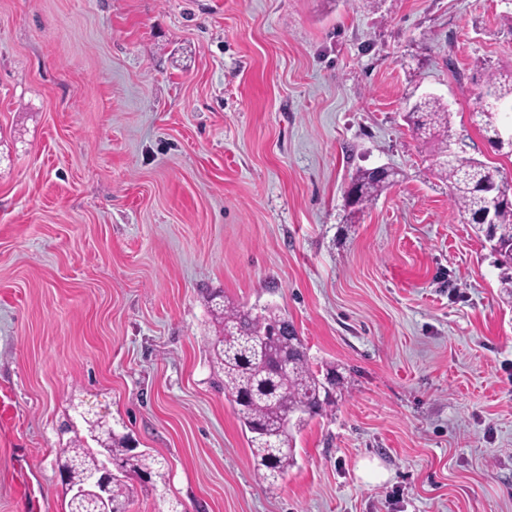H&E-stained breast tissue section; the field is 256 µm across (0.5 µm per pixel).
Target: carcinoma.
Listing matches in <instances>:
<instances>
[{"instance_id":"1","label":"carcinoma","mask_w":512,"mask_h":512,"mask_svg":"<svg viewBox=\"0 0 512 512\" xmlns=\"http://www.w3.org/2000/svg\"><path fill=\"white\" fill-rule=\"evenodd\" d=\"M485 85L495 89L496 98L490 104L478 100L477 114L484 131L491 135L503 129L501 115L512 123V115L505 110L512 104V71L490 73ZM448 115L441 98L428 94L416 100L405 120L416 139L433 146L431 170L448 181L455 205L479 233L497 245L495 263L501 288L512 297V204L500 208L496 224L490 228L476 219L484 208L485 187L500 186L507 193L512 186L502 180L498 169L473 157L460 153L447 157ZM394 183L395 173L389 169L382 173L357 170L350 181L356 194V201L348 204L350 213L367 209ZM207 303L218 325V335L211 343V363L221 376L225 396L235 404L242 428L249 433L257 474L274 489L296 464L295 433L308 421L328 414L336 403L335 396L323 392L325 381L341 388L343 377L334 364L311 361L295 326L284 315L269 308L255 313L220 291L208 294ZM88 426L103 434L112 429L100 418ZM106 447L117 472L112 477V512H127L132 478L144 477L154 489L166 484V463L150 454L132 452L129 436L114 432ZM99 456L100 452L80 443L61 448L60 469L68 473L71 483L96 469Z\"/></svg>"}]
</instances>
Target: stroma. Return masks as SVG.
<instances>
[{
	"label": "stroma",
	"mask_w": 512,
	"mask_h": 512,
	"mask_svg": "<svg viewBox=\"0 0 512 512\" xmlns=\"http://www.w3.org/2000/svg\"><path fill=\"white\" fill-rule=\"evenodd\" d=\"M507 68L512 0H0V512H65L85 405L168 463L128 512H512V305L404 119L442 96L512 183L473 116ZM375 167L398 184L348 220ZM215 291L344 378L273 491Z\"/></svg>",
	"instance_id": "obj_1"
}]
</instances>
